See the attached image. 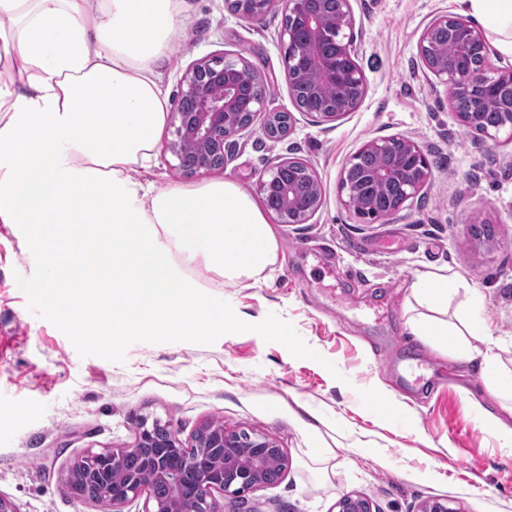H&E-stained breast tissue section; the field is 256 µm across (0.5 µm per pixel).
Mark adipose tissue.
<instances>
[{
	"instance_id": "1",
	"label": "adipose tissue",
	"mask_w": 512,
	"mask_h": 512,
	"mask_svg": "<svg viewBox=\"0 0 512 512\" xmlns=\"http://www.w3.org/2000/svg\"><path fill=\"white\" fill-rule=\"evenodd\" d=\"M483 17L512 55V0H459ZM184 0H0V223L24 225L47 257L35 292L80 336L108 345L126 335L179 336L243 320L197 305L190 266L224 281L260 275L278 242L254 198L229 178L155 188L131 174L149 162L169 110L156 69L179 29ZM454 278L425 273L413 284L428 315L413 330L459 360L474 356L485 327L441 320ZM491 416L512 438V370L497 356Z\"/></svg>"
}]
</instances>
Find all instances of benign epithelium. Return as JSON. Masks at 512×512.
<instances>
[{"label":"benign epithelium","instance_id":"benign-epithelium-1","mask_svg":"<svg viewBox=\"0 0 512 512\" xmlns=\"http://www.w3.org/2000/svg\"><path fill=\"white\" fill-rule=\"evenodd\" d=\"M236 13L253 20L272 10L284 17L299 15L305 26L317 31L318 37L306 40L297 30L284 26L282 37L286 46L289 95L299 104V90L307 88L318 104L304 113L318 124H327L352 111L366 93L364 73L356 61L357 40L355 19L350 0H236ZM464 35L448 25V16L432 20L419 40V53L427 70L448 87V103L455 108L463 98H476L479 88H495L501 101L499 119L486 122L473 110L459 111L457 116L469 131L486 141H496L503 130L512 132V66L489 72L463 71L442 55L436 44L437 35L446 33L454 43L456 57L465 59L475 50L487 55L482 32L470 21L457 16ZM260 82L252 65L243 58L221 60L201 58L189 66L180 79V91L175 96L170 125L174 128L168 150L178 160V168L192 173H211L224 169L226 150L236 138L254 124L261 114L266 116L262 133L269 139L285 136L283 128H291V113L268 112L265 97H252L254 84ZM223 93L218 95L215 88ZM374 151L384 162L365 173L367 181L391 189L386 215L398 211L428 183L432 163L420 146L402 136L375 138L365 143L343 165L339 177L341 203L355 215L370 210L365 182L355 176L359 156ZM257 191L265 207L282 224H306L322 204L320 181L309 164L297 158L285 157L259 175ZM138 435L139 446L145 448H180L182 442L171 436L167 442L155 441L145 430ZM202 456L187 466L191 475L190 496L168 508L154 505L152 512H222L214 493L238 497L242 488L263 485L260 479L262 462L271 453L284 455L272 440L261 436L237 434L224 428L205 425L195 436ZM125 464L124 451L106 449L77 460L67 476V484L80 481L87 490L84 498L107 503L112 512L149 489L155 478H180L167 458L153 456L145 470L116 489L109 483V472ZM338 512H371L369 503L360 496L346 495L336 504Z\"/></svg>","mask_w":512,"mask_h":512}]
</instances>
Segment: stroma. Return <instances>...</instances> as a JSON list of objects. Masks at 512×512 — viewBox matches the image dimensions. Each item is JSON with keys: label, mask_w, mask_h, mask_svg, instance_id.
<instances>
[{"label": "stroma", "mask_w": 512, "mask_h": 512, "mask_svg": "<svg viewBox=\"0 0 512 512\" xmlns=\"http://www.w3.org/2000/svg\"><path fill=\"white\" fill-rule=\"evenodd\" d=\"M362 33L360 106L317 126L289 97L282 12L238 18L228 0H186L174 54L158 68L167 97L185 67L244 57L269 87L266 109L288 111L284 140L260 125L239 136L223 177L255 193L282 157L307 161L322 206L305 224H275L278 259L259 278L230 284L196 268V301L219 303L247 327L233 336H127L114 347L74 335L32 289L44 257L20 224L0 223V495L16 512H108L72 493L63 477L88 452L132 447L140 418H160L190 443L204 424L262 434L288 457L280 481L225 498L224 512H333L346 494L372 512H512V442L487 425L495 404L478 364H463L413 335L425 313L417 274L449 271L458 289L444 318L479 306L501 366L512 370V135L467 132L448 89L426 69L420 37L455 0H351ZM415 141L434 162L428 185L393 216L372 223L340 202L346 160L376 137ZM163 130L135 178L162 189L201 182L177 167ZM493 225L489 241L471 227ZM399 408L382 412V400Z\"/></svg>", "instance_id": "stroma-1"}]
</instances>
